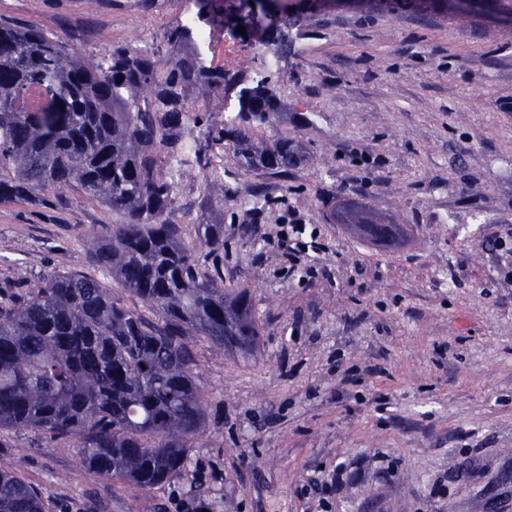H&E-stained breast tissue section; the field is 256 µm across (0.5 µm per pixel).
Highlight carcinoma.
Masks as SVG:
<instances>
[{
  "mask_svg": "<svg viewBox=\"0 0 512 512\" xmlns=\"http://www.w3.org/2000/svg\"><path fill=\"white\" fill-rule=\"evenodd\" d=\"M269 41L285 46L288 14L263 5ZM229 81L198 55L163 62V53L114 49L86 59L66 38L0 17V200L65 188L126 217L105 228L92 252L120 290L65 271L30 283L23 298L0 302V430H29L78 449L79 463L115 485L143 490L178 478L207 423L195 369L196 345L249 356L260 319L250 290H229L203 270L170 215L174 166L205 169L234 139L245 167L282 173L296 163L288 141L255 144L273 117L270 80L239 92L246 130L213 127L185 102L198 84ZM336 222L384 245L400 225L364 207ZM200 246L224 245V225L198 226ZM0 512H47L38 491L0 461Z\"/></svg>",
  "mask_w": 512,
  "mask_h": 512,
  "instance_id": "carcinoma-1",
  "label": "carcinoma"
}]
</instances>
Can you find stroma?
Segmentation results:
<instances>
[{"label": "stroma", "instance_id": "obj_1", "mask_svg": "<svg viewBox=\"0 0 512 512\" xmlns=\"http://www.w3.org/2000/svg\"><path fill=\"white\" fill-rule=\"evenodd\" d=\"M189 0H0V16L69 38L81 56L167 45ZM207 67L273 83L262 138L288 140V173L245 169L225 141L209 170L183 167L172 220L205 270L249 287L263 319L252 355L198 344L207 425L182 476L113 487L75 448L12 432L0 448L49 512H512V29L420 9L301 6L288 53L267 65L264 27L240 37L209 20ZM237 89H197L209 127ZM224 195L208 200L207 177ZM363 204L401 224L375 245L337 223ZM123 214L50 190L0 201V294L77 270L110 282L91 248ZM304 227L291 263L279 239Z\"/></svg>", "mask_w": 512, "mask_h": 512}]
</instances>
